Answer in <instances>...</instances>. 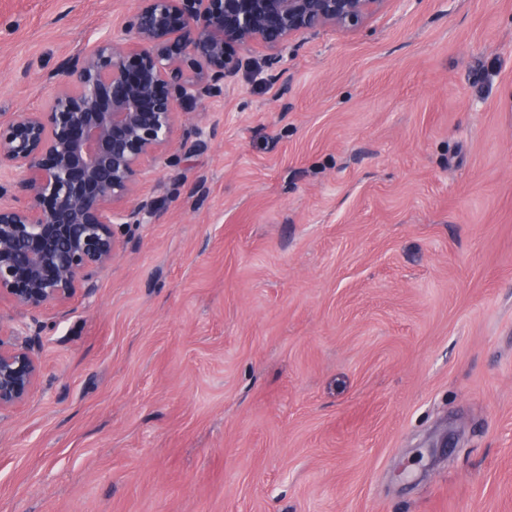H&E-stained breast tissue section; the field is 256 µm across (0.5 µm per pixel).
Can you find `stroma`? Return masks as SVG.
<instances>
[{
  "label": "stroma",
  "mask_w": 512,
  "mask_h": 512,
  "mask_svg": "<svg viewBox=\"0 0 512 512\" xmlns=\"http://www.w3.org/2000/svg\"><path fill=\"white\" fill-rule=\"evenodd\" d=\"M138 0H0V113ZM243 53L48 311L0 512H512V0Z\"/></svg>",
  "instance_id": "35a3bbf8"
}]
</instances>
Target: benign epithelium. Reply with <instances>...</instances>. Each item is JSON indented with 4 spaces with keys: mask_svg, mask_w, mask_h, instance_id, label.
<instances>
[{
    "mask_svg": "<svg viewBox=\"0 0 512 512\" xmlns=\"http://www.w3.org/2000/svg\"><path fill=\"white\" fill-rule=\"evenodd\" d=\"M123 35L66 57L46 106L0 119V166L23 172L10 200L0 184V297L20 318L91 292L145 224L144 162L168 160L180 115L224 92L239 52L260 48L276 72L288 42L353 30L385 0H140ZM41 374L32 342L0 327V413L25 404Z\"/></svg>",
    "mask_w": 512,
    "mask_h": 512,
    "instance_id": "obj_1",
    "label": "benign epithelium"
}]
</instances>
